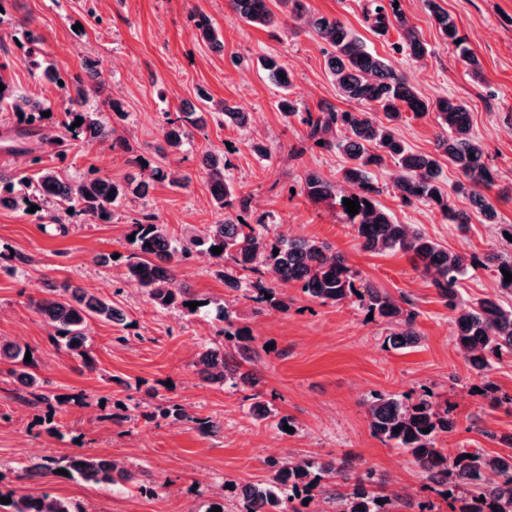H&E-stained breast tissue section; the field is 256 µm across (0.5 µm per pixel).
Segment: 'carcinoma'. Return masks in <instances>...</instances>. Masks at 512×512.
Instances as JSON below:
<instances>
[{"label":"carcinoma","instance_id":"obj_1","mask_svg":"<svg viewBox=\"0 0 512 512\" xmlns=\"http://www.w3.org/2000/svg\"><path fill=\"white\" fill-rule=\"evenodd\" d=\"M398 2L400 0H389V7H379L374 26L381 30L395 28L400 35L396 49L411 58L421 59L427 53V46L406 14L394 7ZM427 2L448 41L464 43L448 12L439 8L434 0ZM227 4L236 17L255 27L277 24L280 14L292 21L302 20L328 45L325 49L327 65L339 93L367 110L338 112L326 107L315 116L310 114L303 119L307 126L306 140L323 149L335 150L345 158L342 180L357 188L346 198L358 199L360 209L354 215L348 213L344 207L346 198H340L337 184L317 172L307 173L302 193L315 204L341 205L345 223L354 228L362 250L401 252L416 268L432 275V284L454 313L456 345L477 375L489 374L502 355H512V307H504L495 298L475 303L461 298L460 281L474 262L462 253L442 248L410 224L394 223L377 204L378 190L371 179V168L381 166L389 157L400 169L395 190L403 203L430 204L439 209L448 223L468 224L471 215L453 209L443 195L440 157L445 156L460 170L464 178L460 188L469 194L475 213L488 224L496 223V209L482 192L494 183V175L484 161L481 142L472 135L467 106L451 97L421 96L402 74L370 52L362 39L340 19L311 15L307 0H227ZM196 28L211 44L222 46L207 16H197ZM260 65L281 88L286 90L291 86V75L278 57L265 55ZM86 77L85 81L76 80L72 88L66 83L60 86L69 103L82 100L98 89L103 74L92 63L86 67ZM3 105L15 113L21 126V139L35 133L42 113L48 109L44 102L17 95L8 87L0 92V107ZM214 112L224 115V122L232 126L248 125L249 113L226 101L215 103ZM407 112L416 117L435 113L440 127L435 152L415 154L400 139L396 125ZM65 114L68 117L65 126L70 128L71 138L109 143L112 150L128 155L127 163L134 173L122 182H114L90 170L73 180L64 177L60 167H39L33 191L19 194L15 176L0 169V208H18L36 197L54 202L66 211L70 209L88 221L107 223L112 219L114 206L121 200L130 195L143 196L156 181L165 178L161 167L135 151L125 135L103 123L94 113L67 108ZM78 118L82 123L72 127ZM204 125L202 112L191 109L177 113L167 122L163 144L156 147L157 155L164 157L169 150H181L189 143L193 130ZM201 167L208 176L213 204L224 214L222 219L182 238L172 236L167 225L152 214H143L131 224L130 234L134 235V240L130 241L132 251L126 256L125 275L137 280L150 300L163 308L184 307L188 302L197 301L201 302L197 309L207 307V299L189 294L188 289L176 283L172 273L174 266L205 251L216 260L232 263L235 269L258 272L267 267L277 273L279 280L297 285L303 295L322 305L340 304L357 296L369 313L395 325L389 336L392 348L405 349L419 342L420 335L414 327L415 313L403 309L395 299L370 285L364 286L362 291L357 289V272L348 265L345 256L328 243L273 233L263 216L253 224L248 223L244 215L249 213L250 197L236 193L224 179V170L228 168L224 153L204 152ZM214 247L222 248V252L212 253ZM276 248L279 252L275 255ZM486 261L493 264L499 283L511 289L512 281H505L502 270L512 274V257L491 253ZM257 292L259 301L270 309L288 310V301L276 289L262 287ZM31 305L52 330L54 341L81 356L87 366L92 365L84 350L89 321L96 319L109 324L126 321L122 310L111 302L67 281L54 287L53 297L33 299ZM220 317L224 321L220 339L199 355L198 374L207 381L252 384L254 378L242 368L254 361L255 352L250 345L253 337L248 328L237 326L229 309L221 308ZM29 351L26 344L0 338V363L11 365L10 374L26 389L29 402L47 403L51 395L45 392L43 382L34 372V362L25 361ZM367 412L371 434L408 453L422 469L426 480L438 487L440 495L458 503V512H512V452L493 455L480 449L463 450L448 458L439 441L453 432L454 418L448 408L440 409L426 398L409 404L397 395L377 393L369 401ZM157 417L191 422L204 436H214L221 430L218 421L192 417L182 405L170 401L146 415L149 420ZM397 426L401 430L396 434ZM424 428L429 432H422ZM268 466L271 471L268 481L248 484L238 490L244 512H298L292 505L293 500L323 477L328 482L321 485L319 495L336 505L334 512H401L403 509L409 512L414 508L410 499L400 490L388 487L370 468L352 474L344 461L306 456L274 458L268 461ZM61 469L66 470L71 479L96 485L133 481L132 473L120 463L83 454L68 456L62 462L45 457L27 471L31 476H44L54 475ZM489 473L497 477L492 484L487 482ZM7 497L11 500V512H76L71 502L48 495L36 497L10 492Z\"/></svg>","mask_w":512,"mask_h":512}]
</instances>
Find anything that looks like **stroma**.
Wrapping results in <instances>:
<instances>
[{"label":"stroma","instance_id":"35a3bbf8","mask_svg":"<svg viewBox=\"0 0 512 512\" xmlns=\"http://www.w3.org/2000/svg\"><path fill=\"white\" fill-rule=\"evenodd\" d=\"M387 2L308 0V5L313 13L342 20L424 97L448 95L467 104L472 132L494 172L487 194L498 218L491 225L476 216L471 224L458 226L444 221L431 205L403 204L393 188L399 168L390 159L374 171L376 200L395 223L414 225L448 250L477 257L460 283L463 299L493 297L511 306L512 290L502 288L481 260L493 252L512 255V245L496 229L500 223L512 224V0H436L479 58L477 74L448 44L426 0H401L400 5L426 43L427 55L413 59L398 52V32L372 26L375 7ZM197 9L211 17L221 47L199 37L192 19ZM28 30L40 37V51H32L25 40ZM325 48L299 23L249 26L233 17L226 0H0V80L15 92L46 100L51 108L36 134L23 141L15 135L16 118L0 112V144L15 146L0 156V168L17 176L31 173L36 153L43 166H56L52 142L67 135L62 125L66 104L56 84L44 77L47 66L70 82L83 76L87 63L98 64L103 84L87 96L84 109L99 110L101 119L147 155L161 143L168 116L184 106L202 107L204 97L228 101L251 115L244 129L217 117L208 120L188 146L162 159L168 179L155 183L146 197L118 207L111 223L75 215L60 226L51 223L45 210L0 209V254L26 257L15 270L0 269V338L27 344L38 377L60 398L49 407L32 404L0 365L1 493L48 494L71 501L82 512H206L213 502L223 503L224 512H240L233 485L268 478L267 461L280 451L373 468L414 502L432 504V512H452L450 502L427 488L409 455L371 434L366 403L378 393L449 405L456 427L440 441L448 455L465 448L505 451L502 439L512 436V403L495 397L512 396V356L497 361L488 377L477 376L455 347L452 314L430 276L402 253L361 250L340 206L311 203L300 190L309 171L339 182L341 192L351 190L341 181L344 159L339 153L303 146V114L322 107L357 108L339 95ZM262 55L278 56L287 65L292 84L285 93L295 101L297 115L279 111L285 93L260 69ZM112 99L120 101L121 113L107 110ZM438 131L431 115H409L398 126L416 153L434 152ZM256 143L268 149V156L253 151ZM208 150L224 152L230 162L227 179L237 192L250 196L248 222L263 215L276 231L335 246L357 271L359 284L379 288L416 312L421 343L392 349L385 343L391 325L369 318L357 298L322 305L296 285L279 283L268 269L241 277L239 288L231 290L218 274L219 263L207 256L176 266L177 281L209 301L197 315L176 305L156 306L125 278L133 218L154 214L175 234L220 220L199 167ZM64 164L74 179L93 169L121 182L131 172L125 155L96 142H72ZM102 254L111 256L109 266L97 265ZM65 281L112 301L127 315L123 327L90 322V369L84 357L53 342L30 305ZM260 282L279 288L287 311L267 309L255 300ZM224 306L254 338L256 387L208 382L196 372V357L215 339V315ZM256 391L273 413L261 422L250 414ZM170 400L185 406L190 421L147 420V413ZM196 416L219 421L220 433L200 435L192 423ZM282 417L288 418V427L279 426ZM74 454L123 462L137 481L153 482L158 493L146 496L130 485L27 473L42 457Z\"/></svg>","mask_w":512,"mask_h":512}]
</instances>
